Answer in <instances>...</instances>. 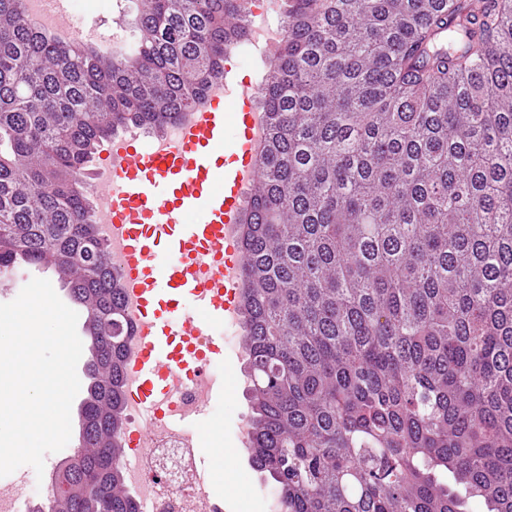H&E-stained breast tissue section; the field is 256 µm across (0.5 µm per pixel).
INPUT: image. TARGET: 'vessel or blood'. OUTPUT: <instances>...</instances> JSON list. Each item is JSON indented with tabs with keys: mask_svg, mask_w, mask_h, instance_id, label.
I'll return each mask as SVG.
<instances>
[{
	"mask_svg": "<svg viewBox=\"0 0 512 512\" xmlns=\"http://www.w3.org/2000/svg\"><path fill=\"white\" fill-rule=\"evenodd\" d=\"M68 0H24L28 15L45 14L67 29ZM243 130L225 169L224 90L210 88L149 149L114 135L100 167L94 214L121 262L127 321L135 337L125 382L141 410L170 411L168 398L220 354L217 330L236 320L246 259L238 248L242 193L263 176L264 126L242 92ZM193 301L197 311L184 309Z\"/></svg>",
	"mask_w": 512,
	"mask_h": 512,
	"instance_id": "b4317fda",
	"label": "vessel or blood"
}]
</instances>
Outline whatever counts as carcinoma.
I'll return each instance as SVG.
<instances>
[{"label":"carcinoma","mask_w":512,"mask_h":512,"mask_svg":"<svg viewBox=\"0 0 512 512\" xmlns=\"http://www.w3.org/2000/svg\"><path fill=\"white\" fill-rule=\"evenodd\" d=\"M0 0V279L85 313L79 445L33 512H138L124 320L80 174L160 130L249 41L247 0H137L132 46ZM264 178L242 214L251 461L284 512H512V0H283Z\"/></svg>","instance_id":"1"}]
</instances>
